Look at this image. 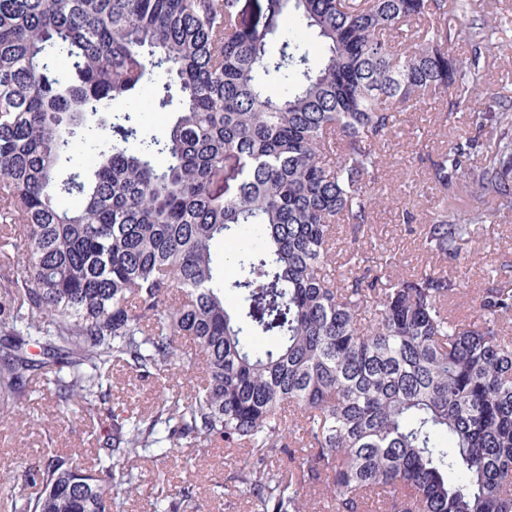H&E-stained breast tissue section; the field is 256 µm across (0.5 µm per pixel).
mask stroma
<instances>
[{
  "instance_id": "stroma-1",
  "label": "stroma",
  "mask_w": 512,
  "mask_h": 512,
  "mask_svg": "<svg viewBox=\"0 0 512 512\" xmlns=\"http://www.w3.org/2000/svg\"><path fill=\"white\" fill-rule=\"evenodd\" d=\"M448 23L461 32L451 45L461 58L469 54L470 34L493 32L498 48L486 60L475 108L480 112L494 111V94L512 91V0H475L466 13L449 16ZM438 110V103L429 99L420 103L417 110L397 115L379 171L387 197L373 213V229L365 249H386L401 268L420 263L418 242L406 230L404 212L428 219L438 200L439 192L429 179L428 153L474 133L465 112L457 113L447 128H440L436 122ZM471 247L476 258L459 268L458 273L474 290L485 286L490 267L512 264V211L497 212L491 222L479 226ZM165 386L162 378L142 379L125 370L114 372L112 405L148 411ZM47 447L84 459L91 456L84 422L77 415L61 413L55 396L42 387L35 393L29 412L13 418L0 417V470L17 475L18 490L28 491L21 476L38 462L42 449ZM238 462V455L227 452L220 444L205 448L189 464L178 456L142 462L139 492L129 497L124 512H146L150 501L183 484L194 486L206 503V512H253L251 500L226 481Z\"/></svg>"
}]
</instances>
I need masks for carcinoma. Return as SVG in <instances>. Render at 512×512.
Instances as JSON below:
<instances>
[{
  "instance_id": "1",
  "label": "carcinoma",
  "mask_w": 512,
  "mask_h": 512,
  "mask_svg": "<svg viewBox=\"0 0 512 512\" xmlns=\"http://www.w3.org/2000/svg\"><path fill=\"white\" fill-rule=\"evenodd\" d=\"M464 7L0 0V263L17 265L0 281V415L40 381L93 445L90 466L42 449L26 471L37 491L0 512H123L138 461L221 443L245 456L229 481L254 512H309L310 492L321 512H512V265L473 291L456 275L476 226L512 209V96L472 111L498 45L449 54L448 15ZM306 30L322 43L313 62ZM146 80L161 112L180 93L158 131L114 110ZM430 96L440 126L468 112L499 136L430 160L440 205L404 219L433 266L394 274L395 256L363 248L377 174L396 114ZM450 187L495 207L450 209ZM174 366L198 370L189 391L112 407L115 368ZM150 512L204 504L188 484Z\"/></svg>"
}]
</instances>
